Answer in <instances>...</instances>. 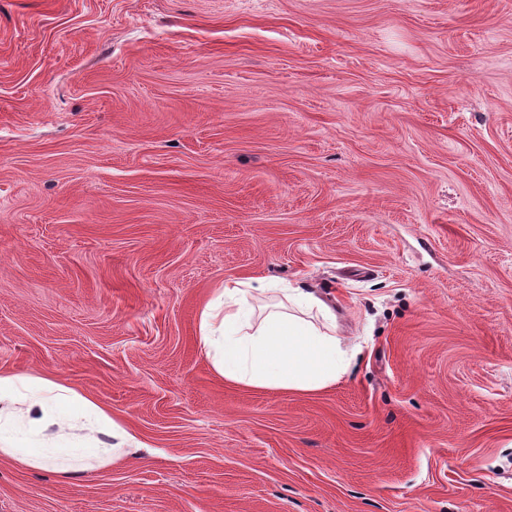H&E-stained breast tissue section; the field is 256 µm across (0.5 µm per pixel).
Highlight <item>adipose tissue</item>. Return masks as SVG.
<instances>
[{
    "instance_id": "ef3b65f1",
    "label": "adipose tissue",
    "mask_w": 512,
    "mask_h": 512,
    "mask_svg": "<svg viewBox=\"0 0 512 512\" xmlns=\"http://www.w3.org/2000/svg\"><path fill=\"white\" fill-rule=\"evenodd\" d=\"M249 286L246 280L225 281L200 311V343L216 375L231 384L288 393L322 390L345 372V358L335 337L302 315L303 310L314 308L325 321L334 322L324 303L297 296L293 299L296 312L272 311L256 322L248 307ZM5 398L24 405V418L36 430L47 420L49 403H78L91 415L90 431L121 440L117 446L91 449L98 464H114L121 458L120 447L139 445L104 409L58 381L0 372V400Z\"/></svg>"
}]
</instances>
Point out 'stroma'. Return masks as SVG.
Wrapping results in <instances>:
<instances>
[{
  "label": "stroma",
  "mask_w": 512,
  "mask_h": 512,
  "mask_svg": "<svg viewBox=\"0 0 512 512\" xmlns=\"http://www.w3.org/2000/svg\"><path fill=\"white\" fill-rule=\"evenodd\" d=\"M247 278L336 382L213 372ZM0 370L143 444L0 462V512H512V0H0Z\"/></svg>",
  "instance_id": "stroma-1"
}]
</instances>
